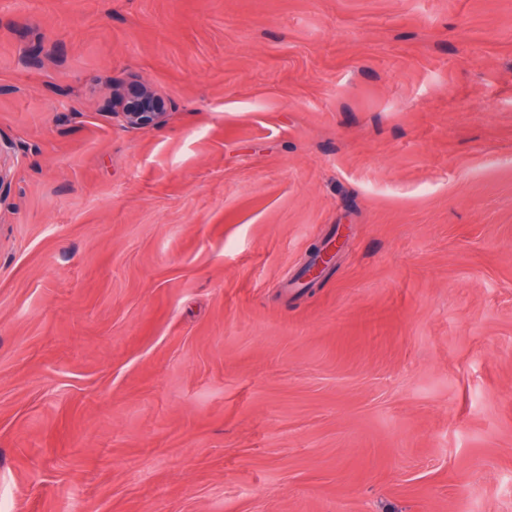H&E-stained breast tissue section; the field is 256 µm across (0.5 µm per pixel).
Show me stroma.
Masks as SVG:
<instances>
[{"mask_svg": "<svg viewBox=\"0 0 512 512\" xmlns=\"http://www.w3.org/2000/svg\"><path fill=\"white\" fill-rule=\"evenodd\" d=\"M0 503L512 512V0H0ZM112 112L131 127L145 128L163 122L165 103L151 88L143 84L113 87ZM340 242L329 240L316 245L312 250L310 262L304 269V279L310 288L317 285L326 269L335 265L336 253L339 250Z\"/></svg>", "mask_w": 512, "mask_h": 512, "instance_id": "35a3bbf8", "label": "stroma"}]
</instances>
